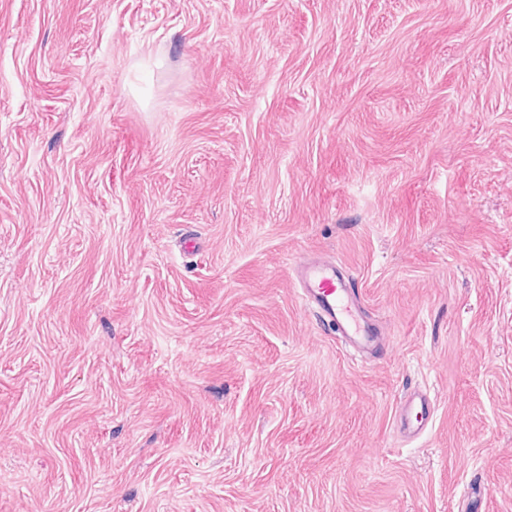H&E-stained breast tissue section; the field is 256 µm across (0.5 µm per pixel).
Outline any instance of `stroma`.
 Masks as SVG:
<instances>
[{
  "instance_id": "obj_1",
  "label": "stroma",
  "mask_w": 512,
  "mask_h": 512,
  "mask_svg": "<svg viewBox=\"0 0 512 512\" xmlns=\"http://www.w3.org/2000/svg\"><path fill=\"white\" fill-rule=\"evenodd\" d=\"M0 512H512V0H0ZM299 278L306 300L317 317L337 326L351 347L364 354L382 347V336L365 324L348 284L333 261L304 265ZM430 418L431 408L428 399H411L399 413L398 430L404 437L414 438L428 425Z\"/></svg>"
}]
</instances>
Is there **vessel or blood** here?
Masks as SVG:
<instances>
[{"label": "vessel or blood", "instance_id": "1", "mask_svg": "<svg viewBox=\"0 0 512 512\" xmlns=\"http://www.w3.org/2000/svg\"><path fill=\"white\" fill-rule=\"evenodd\" d=\"M300 283L308 303L319 319L337 326L346 342L369 354L382 346V338L366 325L353 301L349 286L334 262H315L301 267ZM431 408L428 399H411L401 409L398 430L407 438L418 436L428 425Z\"/></svg>", "mask_w": 512, "mask_h": 512}]
</instances>
